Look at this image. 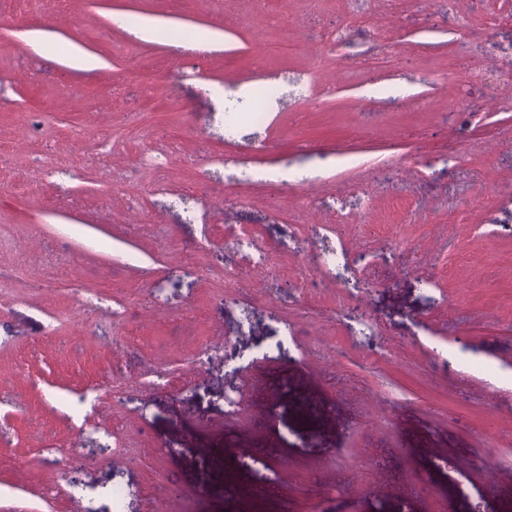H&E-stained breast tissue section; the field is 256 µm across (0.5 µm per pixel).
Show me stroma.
Returning <instances> with one entry per match:
<instances>
[{
    "label": "stroma",
    "instance_id": "obj_1",
    "mask_svg": "<svg viewBox=\"0 0 512 512\" xmlns=\"http://www.w3.org/2000/svg\"><path fill=\"white\" fill-rule=\"evenodd\" d=\"M1 21L0 512H512V0Z\"/></svg>",
    "mask_w": 512,
    "mask_h": 512
}]
</instances>
